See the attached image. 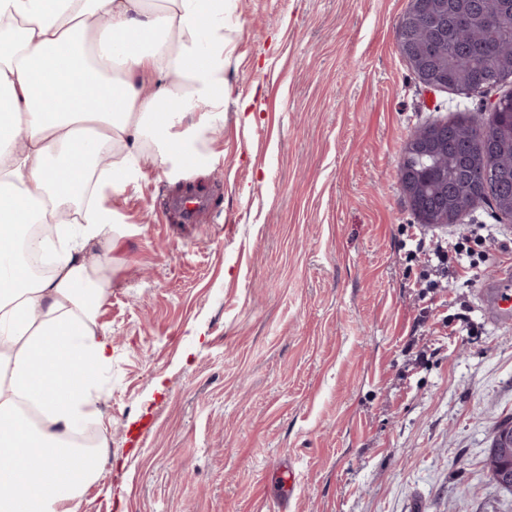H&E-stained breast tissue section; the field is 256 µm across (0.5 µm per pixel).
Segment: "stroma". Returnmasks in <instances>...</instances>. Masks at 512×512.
<instances>
[{
    "instance_id": "stroma-1",
    "label": "stroma",
    "mask_w": 512,
    "mask_h": 512,
    "mask_svg": "<svg viewBox=\"0 0 512 512\" xmlns=\"http://www.w3.org/2000/svg\"><path fill=\"white\" fill-rule=\"evenodd\" d=\"M408 5L234 0L203 222L164 213L178 186L155 169L106 198L108 446L78 512H512L482 467L512 418V320L484 291L512 223L487 201L432 228L399 183L413 132L487 124L512 83L423 87L394 33ZM474 237L488 257L421 293L417 242Z\"/></svg>"
}]
</instances>
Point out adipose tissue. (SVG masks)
Instances as JSON below:
<instances>
[{
    "instance_id": "obj_1",
    "label": "adipose tissue",
    "mask_w": 512,
    "mask_h": 512,
    "mask_svg": "<svg viewBox=\"0 0 512 512\" xmlns=\"http://www.w3.org/2000/svg\"><path fill=\"white\" fill-rule=\"evenodd\" d=\"M229 3L0 0V512H77L98 477L110 285L89 248L117 221L106 194L182 174L191 140L223 125Z\"/></svg>"
}]
</instances>
